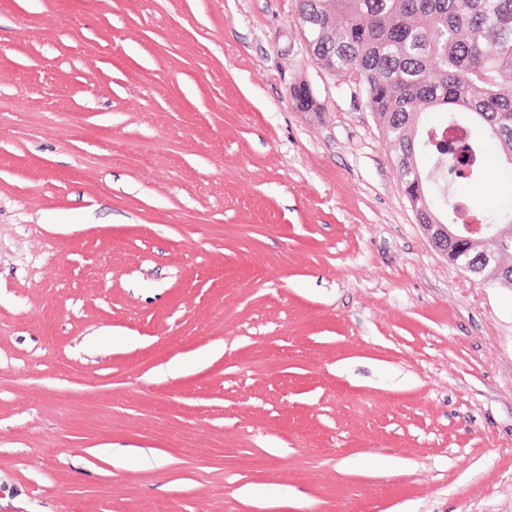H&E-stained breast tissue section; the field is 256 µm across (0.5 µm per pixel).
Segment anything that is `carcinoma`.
Segmentation results:
<instances>
[{
  "label": "carcinoma",
  "instance_id": "carcinoma-1",
  "mask_svg": "<svg viewBox=\"0 0 512 512\" xmlns=\"http://www.w3.org/2000/svg\"><path fill=\"white\" fill-rule=\"evenodd\" d=\"M312 56L339 78L357 75L368 109L386 128L402 185L417 169L429 209L459 220L457 180L479 181L495 155L512 170V0H300ZM294 87L295 107L319 112ZM446 113L442 126L425 115ZM482 224L512 225V184Z\"/></svg>",
  "mask_w": 512,
  "mask_h": 512
}]
</instances>
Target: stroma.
<instances>
[{"instance_id": "1", "label": "stroma", "mask_w": 512, "mask_h": 512, "mask_svg": "<svg viewBox=\"0 0 512 512\" xmlns=\"http://www.w3.org/2000/svg\"><path fill=\"white\" fill-rule=\"evenodd\" d=\"M1 101L0 512H512V287L299 0H0Z\"/></svg>"}]
</instances>
